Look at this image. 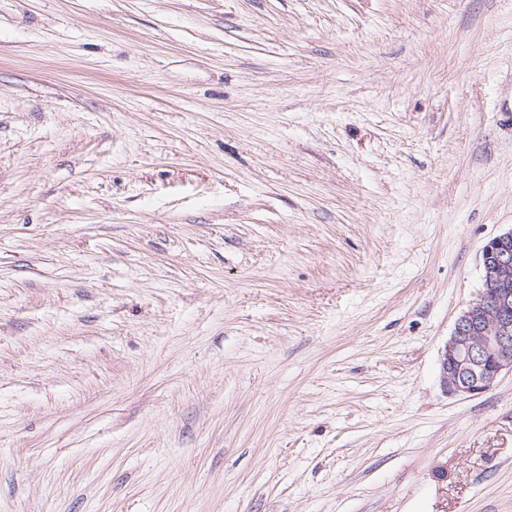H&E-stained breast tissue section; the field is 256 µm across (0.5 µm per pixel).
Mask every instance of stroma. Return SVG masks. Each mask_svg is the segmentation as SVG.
<instances>
[{"mask_svg": "<svg viewBox=\"0 0 512 512\" xmlns=\"http://www.w3.org/2000/svg\"><path fill=\"white\" fill-rule=\"evenodd\" d=\"M511 229L512 0H0V512H512ZM483 288L457 318L440 357L446 391L475 396L512 373V229L482 251Z\"/></svg>", "mask_w": 512, "mask_h": 512, "instance_id": "obj_1", "label": "stroma"}]
</instances>
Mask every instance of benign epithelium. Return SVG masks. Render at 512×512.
I'll list each match as a JSON object with an SVG mask.
<instances>
[{"label": "benign epithelium", "mask_w": 512, "mask_h": 512, "mask_svg": "<svg viewBox=\"0 0 512 512\" xmlns=\"http://www.w3.org/2000/svg\"><path fill=\"white\" fill-rule=\"evenodd\" d=\"M483 288L457 318L440 357L446 391L475 396L512 373V230L482 251Z\"/></svg>", "instance_id": "1"}]
</instances>
